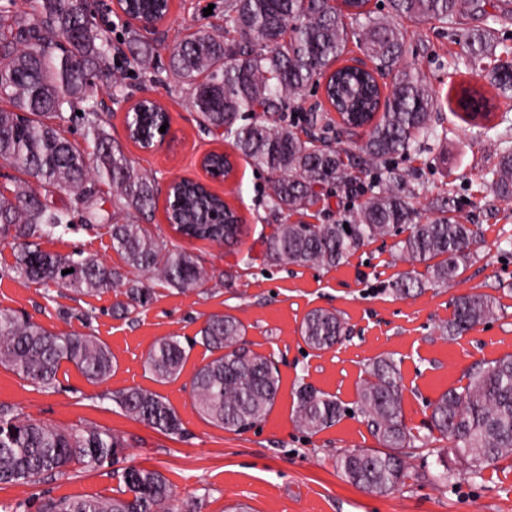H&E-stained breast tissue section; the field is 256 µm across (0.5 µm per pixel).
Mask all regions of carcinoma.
Returning <instances> with one entry per match:
<instances>
[{"instance_id":"cac0c4a2","label":"carcinoma","mask_w":512,"mask_h":512,"mask_svg":"<svg viewBox=\"0 0 512 512\" xmlns=\"http://www.w3.org/2000/svg\"><path fill=\"white\" fill-rule=\"evenodd\" d=\"M370 0H224L221 39L206 31L169 47V71L152 64L155 51L140 29L129 25L119 49L136 70L139 86L170 80L187 85L188 104L201 130L221 137L253 166L268 172L263 204L269 214H304L338 185L350 194L363 192L353 172L385 169L359 207L333 224L301 222L272 225L263 237L265 258L293 266H336L365 244L392 237L403 224L410 233L396 242L400 255L426 267L427 281L448 286L474 258L478 225L456 216L453 198L436 217L412 224L406 176L391 167L398 157L440 138L433 124L439 93L406 62L408 49L400 21H439L456 26L467 65L479 87H463L457 98L460 118L492 114V101L512 99V45L500 44L492 28L470 26L482 19H512V0H387L378 16ZM123 11L141 20L160 21L169 0H122ZM367 49L374 72L346 65L350 38ZM392 76L384 94L376 76ZM126 68L113 65L107 32L91 19L87 0H0V161L11 165V196L0 192V241L16 252V276L44 288H67L93 295L123 287L124 309L146 304L153 288L128 276L138 270L183 293L193 292L208 274L193 252L163 244L144 224H116L117 209L145 213L156 205L155 183L138 171L102 125L106 101L124 102L131 86ZM323 86L325 102L303 113L302 124L284 111L298 107L309 86ZM82 112L89 153L62 136L71 115ZM336 115H331V112ZM164 113L146 103L127 115L129 139L146 147L161 136ZM486 182L492 195L512 201V143L498 146ZM109 187L105 193L102 187ZM67 195L58 206L52 190ZM168 223L184 237L216 244L238 242L242 218L202 184L179 180L167 196ZM107 225L112 250L125 268L108 267L80 250L51 254L40 240ZM69 273L62 274V271ZM495 298L465 294L453 300V313L440 326L457 336L493 319ZM245 326L234 316L213 315L200 330V343L213 358L190 381L199 412L227 431L244 432L272 409L280 387L275 362L246 346ZM336 313L315 309L301 326L304 342L318 350L341 341ZM187 349L179 336L161 338L146 359L160 379L181 373ZM73 365L90 381L112 372V353L89 333H53L28 317L0 310V364L42 390L58 383L63 364ZM126 416L167 435L182 432L175 409L159 395L128 388L105 393ZM358 409L383 450L352 451L337 466L354 485L378 495L393 490L404 476L398 448L428 442L434 433L448 440L473 474L512 455V355L478 364L461 389H450L431 404L428 435L412 432L402 414V386L391 359L373 362L358 395ZM336 399L311 386L298 392L296 426L316 434L341 416ZM125 448L123 436L100 426L58 428L0 407V483L32 485L63 476L70 466L92 468L115 463ZM122 481L118 495L50 498L38 512H194L177 503L167 478L158 470L134 465L114 471Z\"/></svg>"}]
</instances>
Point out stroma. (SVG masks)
Wrapping results in <instances>:
<instances>
[{
    "label": "stroma",
    "mask_w": 512,
    "mask_h": 512,
    "mask_svg": "<svg viewBox=\"0 0 512 512\" xmlns=\"http://www.w3.org/2000/svg\"><path fill=\"white\" fill-rule=\"evenodd\" d=\"M203 25L223 33L224 0H173L163 33L153 41L155 62L166 66L169 46ZM402 32L409 62L440 94L465 82V75L454 70L453 59L461 48L450 25L406 21ZM151 93L171 117L169 135L153 151H143L128 139L125 107L101 115L113 140L158 188L154 212L125 211L116 219L150 225L161 240L193 251L211 278L189 293L156 284L147 305L124 311L120 305L126 297L119 288L78 295L21 281L13 271L10 245L0 244V310L27 315L56 333L86 330L112 353V373L106 380L88 381L66 364L53 391L38 389L0 365V405L60 428L82 423L125 436L121 466L159 470L178 499L193 502L196 512H512V457L474 475L460 464H449L446 442L437 441L411 449L407 477L386 495L355 487L336 467L338 455L378 446L356 410L360 385L373 360L394 358L404 385L405 422L423 435L432 402L465 384L471 367L512 354V203L496 201L483 188V177L495 161L493 138L445 106L435 116L441 138L399 159L397 169L409 176L415 190L412 203L421 218L434 216L433 199L451 195L459 217L478 224L482 239L476 260L449 287L423 283L402 297L393 291L396 281L412 270L424 273L425 267L403 261L391 237L366 244L331 268L265 262L262 238L270 228L262 198L267 174L239 156L234 175L210 185L245 219L239 244L227 247L178 234L165 215L166 184L176 178L205 180L201 158L213 151L231 152L232 147L200 130L185 85L174 81L153 87ZM40 247L62 255L77 249L112 267L123 264L104 227L45 239ZM228 270L235 274L230 288L224 285ZM469 292L494 297L497 316L462 335L441 336L439 326L452 314V298ZM316 308L334 311L343 320L345 338L332 348L307 347L301 336L305 316ZM214 314L239 319L247 328L249 347L272 357L280 372L271 411L243 433L211 424L193 405L190 380L212 358L198 342L199 331ZM172 333L190 350L180 376L161 380L145 360L151 347ZM304 385L335 397L343 408L335 424L309 437L293 420L296 393ZM130 387L168 402L184 435L159 433L103 398L104 393ZM447 466L455 477L443 483L437 475ZM119 488L111 466H77L65 478L25 486L0 484V512H37L48 497L113 496Z\"/></svg>",
    "instance_id": "obj_1"
}]
</instances>
